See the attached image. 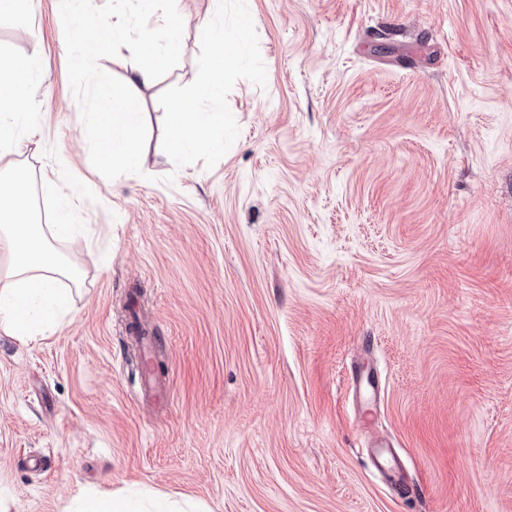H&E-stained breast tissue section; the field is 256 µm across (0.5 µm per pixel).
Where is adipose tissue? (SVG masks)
I'll list each match as a JSON object with an SVG mask.
<instances>
[{"label":"adipose tissue","mask_w":512,"mask_h":512,"mask_svg":"<svg viewBox=\"0 0 512 512\" xmlns=\"http://www.w3.org/2000/svg\"><path fill=\"white\" fill-rule=\"evenodd\" d=\"M146 42L131 48L129 76L124 86L104 88L99 111L89 113L91 123L104 124L97 152L113 170L131 166L139 153L142 113L138 86L150 83L154 69L141 58ZM44 67L35 55L0 57V79H7L9 97L0 101V150L21 154L24 129L39 122L36 105L26 95L30 77ZM79 225L73 224L69 203H62L53 223H39L31 202L26 175L0 170V252L8 257L7 285L0 287V329L21 341H35L58 328L69 314L68 298L59 284L73 271L56 245L76 243ZM76 512H176L165 499L91 494L81 497Z\"/></svg>","instance_id":"obj_1"}]
</instances>
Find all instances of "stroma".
Instances as JSON below:
<instances>
[{"label":"stroma","mask_w":512,"mask_h":512,"mask_svg":"<svg viewBox=\"0 0 512 512\" xmlns=\"http://www.w3.org/2000/svg\"><path fill=\"white\" fill-rule=\"evenodd\" d=\"M217 2L182 0L120 173L84 115L124 85L146 0L0 18V53L46 63L9 161L42 223L68 200L86 238L59 246L66 321L0 330V512H512V0H247L267 83H235L213 168H179L158 97L194 81ZM115 21L121 45L79 57ZM77 510L71 512H181L174 502L158 497L144 500L140 497L91 494L81 497Z\"/></svg>","instance_id":"stroma-1"}]
</instances>
